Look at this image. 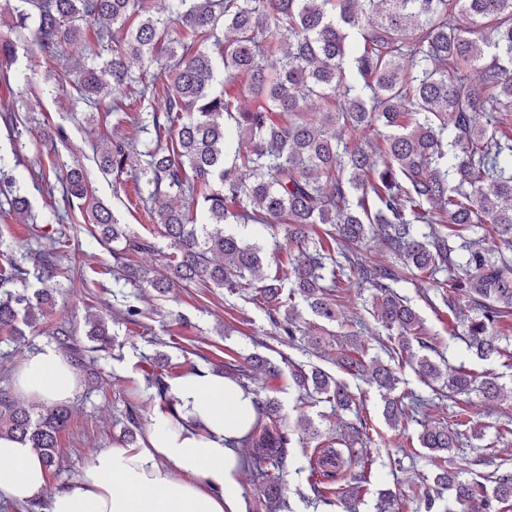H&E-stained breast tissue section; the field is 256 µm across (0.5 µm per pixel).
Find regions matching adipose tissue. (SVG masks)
Returning <instances> with one entry per match:
<instances>
[{"instance_id":"1","label":"adipose tissue","mask_w":512,"mask_h":512,"mask_svg":"<svg viewBox=\"0 0 512 512\" xmlns=\"http://www.w3.org/2000/svg\"><path fill=\"white\" fill-rule=\"evenodd\" d=\"M74 381L49 348L29 355L17 378L22 392L48 404L67 400ZM166 396L173 409L155 413L142 445L98 453L85 477L52 495L48 512H245L241 459L229 442L251 428L253 395L198 369L170 380ZM46 481L34 449L0 437L1 496L32 502Z\"/></svg>"}]
</instances>
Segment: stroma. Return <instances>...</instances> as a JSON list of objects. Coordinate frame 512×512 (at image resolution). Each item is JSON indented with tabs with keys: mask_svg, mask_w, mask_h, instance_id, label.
Here are the masks:
<instances>
[{
	"mask_svg": "<svg viewBox=\"0 0 512 512\" xmlns=\"http://www.w3.org/2000/svg\"><path fill=\"white\" fill-rule=\"evenodd\" d=\"M47 69L45 60L30 45L20 52L9 83L0 82V108H12L29 118L27 128L13 135L0 126V159L14 177L16 190L30 201V216L25 221L8 209H0V238L24 255L25 269L34 270L39 253L50 250L60 271L51 281L41 283L32 277L26 283L29 291L44 289L51 293L53 310L36 324L24 326L22 336L0 332V400L31 405V397L16 384L17 374L29 354L55 347L52 332L60 322L71 324L81 336V345L87 346V320L92 315L101 316L108 321L113 338L108 350H88L85 369L75 374L74 393L65 402L69 425L58 439L59 466L47 473L46 490L51 493L84 477L96 453L119 445L128 424V411L136 412V436L138 441H145L152 416L162 409L148 379L152 363L169 364L180 375L199 367L215 372L228 363H244L248 355L256 353L284 368L289 361L305 360L308 345L303 336L291 344L273 339L264 305L255 292L232 295L220 288L192 286L174 289L164 297L155 296L150 289L115 279L112 252L90 234L88 225L51 223L49 214L54 202L36 188L30 173L56 153L62 164H84L95 195L115 211L122 223L154 240L155 251L133 255V264L157 270L165 264L166 242L139 204L134 182L116 183L113 176L100 173L93 161L97 146L111 135V126L86 120L84 113L72 111L67 95L48 92L44 85ZM56 124L68 129L69 148L54 149L50 134ZM83 275L90 280L85 288L78 285ZM429 292L428 283L421 281L403 288L428 331L439 340L449 341L445 352L449 366L475 373L493 372L504 385L512 387V366L498 359H478L462 341L449 339L447 320L436 316L426 303ZM129 304L141 309L139 321L118 318V311ZM369 306L368 291H360L356 302L340 307L338 322L348 331L354 322L364 321L358 340L369 353L377 354L381 351L382 328L368 315ZM346 384L352 394L363 397L369 421V454L375 462L354 503H347L340 492L329 505L301 497L312 480L314 461L310 450L332 444L337 425L354 422V414L336 412L325 402L301 403L298 391L289 387L284 376L263 384L264 394L278 399L282 422L295 438L280 471L292 512H346L350 505L356 512H376L379 495L386 489L400 494L402 512H415L416 490L436 472L427 451L417 445L419 425L408 417L395 425L388 423L378 392L351 377ZM459 413L470 420L474 434L449 452V467L467 477L512 473V437L503 441L498 438L501 424L512 419V398L491 403L473 394L444 401L433 416L452 418ZM303 416L312 420L315 434L299 431L298 420Z\"/></svg>",
	"mask_w": 512,
	"mask_h": 512,
	"instance_id": "obj_1",
	"label": "stroma"
}]
</instances>
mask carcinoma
<instances>
[{"label":"carcinoma","instance_id":"obj_1","mask_svg":"<svg viewBox=\"0 0 512 512\" xmlns=\"http://www.w3.org/2000/svg\"><path fill=\"white\" fill-rule=\"evenodd\" d=\"M9 11L17 24L14 37L0 36L1 78L29 39L55 64L53 88L67 89L73 108L110 100L115 133L96 154L102 173H127L141 134H155L156 146L143 152L131 177L139 204L168 241L162 271L131 266L130 256L155 244L94 196L84 166H70L57 185L50 179L56 161L33 174L48 195L61 192L63 209L51 218L93 225L126 281L158 297L179 286L232 294L254 288L290 343L302 333L297 302L304 303L323 323L324 335L310 338L312 355L376 389L394 424L408 410L426 418L438 407L416 395L403 404L394 395L397 367H411L426 383L447 377L440 399L478 391L495 402L512 393L489 374L442 368L437 337L425 334L413 304L398 292L415 279L428 281L448 310L449 337L483 360H512L498 333L512 317V131L503 130L512 124V0H178L174 12L166 0H12ZM90 22L107 56L72 65L65 48ZM133 60L142 68L138 76ZM472 68L482 71L476 82L467 76ZM244 93L252 103H241ZM312 95L324 102L319 119L305 106ZM133 96L135 110L126 104ZM339 128L352 132V141ZM192 206L202 223H189ZM227 224H280L302 250L264 273L261 248L226 231ZM316 224L331 230L314 237ZM484 224L493 236L478 234ZM371 242L391 262L366 260L362 250ZM25 274L8 258L0 266V329L18 335V318L34 323L48 301L15 291ZM57 276L52 253H42L36 277ZM353 288L371 291L370 315L389 341L385 360L369 355L353 332L337 346L327 340L326 326L338 321V306L351 301ZM87 325L97 348L110 346L104 318ZM53 335L72 367H82L84 350L69 342L71 328L62 323ZM225 375L252 394L250 385L278 378L282 369L254 355L244 369L225 365ZM289 379L306 398L340 411L355 405L348 386L317 364L289 367ZM3 408L0 436L36 449L53 469L67 409ZM255 408L237 447L245 449L265 512H290L274 470L288 457L291 433L278 401L257 398ZM465 425L421 424L420 446L438 469L434 485L420 486L423 512H454L438 510L441 490L471 512H509L511 474L465 478L442 465ZM365 428L358 415L337 431L336 444L348 456L323 449L316 472L330 482L344 472L357 480L352 469L365 465L368 450L355 455L352 447ZM377 512H400L397 493H380Z\"/></svg>","mask_w":512,"mask_h":512}]
</instances>
